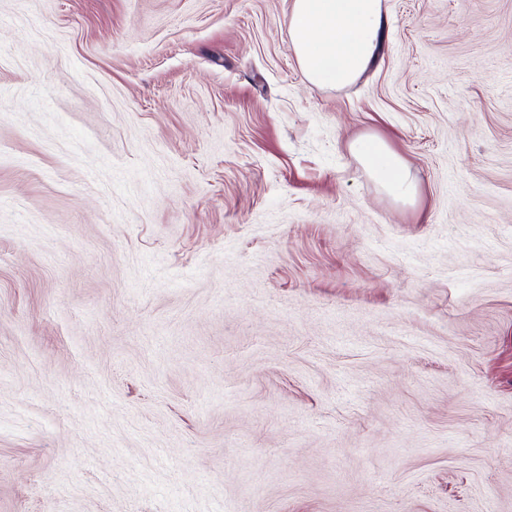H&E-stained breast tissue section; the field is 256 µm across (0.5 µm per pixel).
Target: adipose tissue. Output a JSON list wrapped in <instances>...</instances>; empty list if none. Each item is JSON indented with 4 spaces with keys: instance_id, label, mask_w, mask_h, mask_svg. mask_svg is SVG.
Masks as SVG:
<instances>
[{
    "instance_id": "obj_1",
    "label": "adipose tissue",
    "mask_w": 512,
    "mask_h": 512,
    "mask_svg": "<svg viewBox=\"0 0 512 512\" xmlns=\"http://www.w3.org/2000/svg\"><path fill=\"white\" fill-rule=\"evenodd\" d=\"M288 28L304 77L329 89L358 81L381 57L388 31L383 0H292ZM350 149L388 195L415 199L405 160L385 140L361 137Z\"/></svg>"
}]
</instances>
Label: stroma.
Wrapping results in <instances>:
<instances>
[{
    "instance_id": "1",
    "label": "stroma",
    "mask_w": 512,
    "mask_h": 512,
    "mask_svg": "<svg viewBox=\"0 0 512 512\" xmlns=\"http://www.w3.org/2000/svg\"><path fill=\"white\" fill-rule=\"evenodd\" d=\"M291 3L0 0V512H512V0ZM288 29L304 77L340 89L381 57L387 35L383 0H292ZM350 150L388 195L405 202L415 199L417 185L410 177L405 160L385 140L361 137L351 142Z\"/></svg>"
}]
</instances>
